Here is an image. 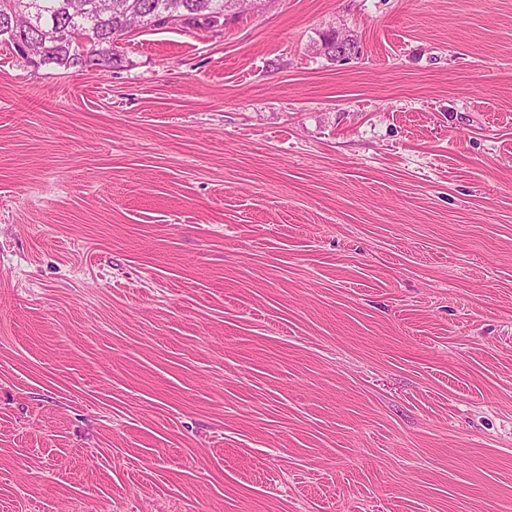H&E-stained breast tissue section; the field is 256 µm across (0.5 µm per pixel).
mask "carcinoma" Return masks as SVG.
Returning a JSON list of instances; mask_svg holds the SVG:
<instances>
[{"mask_svg":"<svg viewBox=\"0 0 512 512\" xmlns=\"http://www.w3.org/2000/svg\"><path fill=\"white\" fill-rule=\"evenodd\" d=\"M40 29L17 30L11 41L16 51L30 45L32 56L45 64L67 68L110 69L120 62L118 41L137 29L132 13L152 19L167 14L171 6L188 17L187 24L215 26L224 14V0H112L109 10L98 11L99 0H83L84 17L72 14L74 0H41Z\"/></svg>","mask_w":512,"mask_h":512,"instance_id":"obj_1","label":"carcinoma"}]
</instances>
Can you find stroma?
<instances>
[{
	"mask_svg": "<svg viewBox=\"0 0 512 512\" xmlns=\"http://www.w3.org/2000/svg\"><path fill=\"white\" fill-rule=\"evenodd\" d=\"M118 50L0 39V512H512V0Z\"/></svg>",
	"mask_w": 512,
	"mask_h": 512,
	"instance_id": "obj_1",
	"label": "stroma"
}]
</instances>
